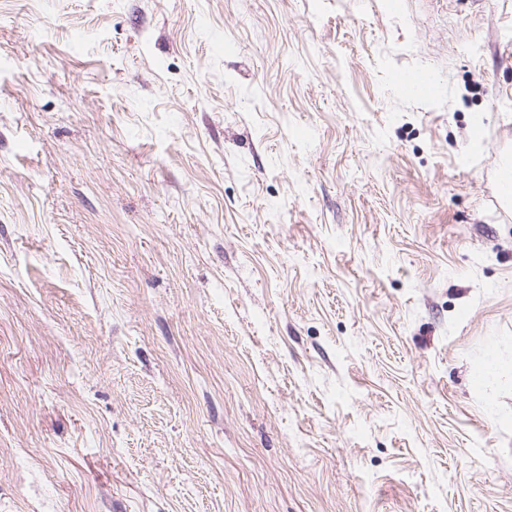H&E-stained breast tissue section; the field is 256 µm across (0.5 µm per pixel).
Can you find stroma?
<instances>
[{
  "mask_svg": "<svg viewBox=\"0 0 512 512\" xmlns=\"http://www.w3.org/2000/svg\"><path fill=\"white\" fill-rule=\"evenodd\" d=\"M507 166L512 0H0V512H512ZM398 83L407 95L413 98H422L433 86V79L429 73L419 71L401 76Z\"/></svg>",
  "mask_w": 512,
  "mask_h": 512,
  "instance_id": "obj_1",
  "label": "stroma"
}]
</instances>
